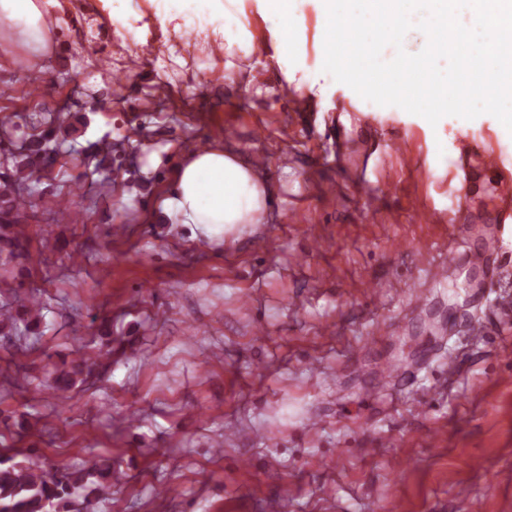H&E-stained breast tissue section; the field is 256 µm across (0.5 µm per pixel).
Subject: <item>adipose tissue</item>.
<instances>
[{
	"mask_svg": "<svg viewBox=\"0 0 512 512\" xmlns=\"http://www.w3.org/2000/svg\"><path fill=\"white\" fill-rule=\"evenodd\" d=\"M51 2L0 0V16L17 22L10 39L46 50L58 24ZM158 205L192 236L220 240L237 225L262 223L267 190L253 167L216 144L183 158Z\"/></svg>",
	"mask_w": 512,
	"mask_h": 512,
	"instance_id": "obj_1",
	"label": "adipose tissue"
}]
</instances>
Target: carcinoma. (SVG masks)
Masks as SVG:
<instances>
[{
  "label": "carcinoma",
  "instance_id": "cac0c4a2",
  "mask_svg": "<svg viewBox=\"0 0 512 512\" xmlns=\"http://www.w3.org/2000/svg\"><path fill=\"white\" fill-rule=\"evenodd\" d=\"M56 159L46 145L37 143L21 155L18 165L42 170ZM31 206L28 179L17 173L14 179L0 184V332L6 336L25 333L21 325H29L24 318L10 314L13 305L27 309L32 316L42 315L45 304L42 297L33 292H22L13 286L12 278L5 274V267L26 259L25 224L27 208ZM91 369L85 360L56 368L52 377V389L60 402H65L76 377ZM92 473L88 469H51L38 462L14 461V457H0V512H46V507L57 503L71 512L77 499L90 506L92 502L106 498L112 490V471L99 472L98 483L88 482Z\"/></svg>",
  "mask_w": 512,
  "mask_h": 512
}]
</instances>
